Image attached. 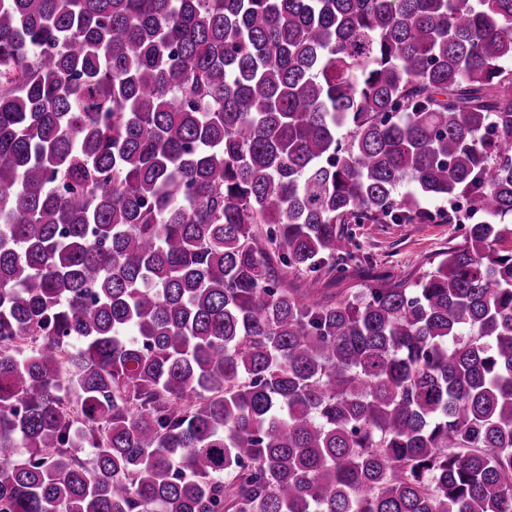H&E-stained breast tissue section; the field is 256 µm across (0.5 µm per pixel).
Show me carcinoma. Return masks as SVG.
<instances>
[{
    "label": "carcinoma",
    "mask_w": 512,
    "mask_h": 512,
    "mask_svg": "<svg viewBox=\"0 0 512 512\" xmlns=\"http://www.w3.org/2000/svg\"><path fill=\"white\" fill-rule=\"evenodd\" d=\"M509 62L512 0H0V512H512ZM341 224L355 235L352 256L336 262L343 269L323 273L313 287L299 276L288 277V287L314 288L318 299L338 300L364 288L411 283L433 267L448 249L463 243L464 224Z\"/></svg>",
    "instance_id": "obj_1"
}]
</instances>
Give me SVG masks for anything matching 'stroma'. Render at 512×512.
Instances as JSON below:
<instances>
[{"mask_svg": "<svg viewBox=\"0 0 512 512\" xmlns=\"http://www.w3.org/2000/svg\"><path fill=\"white\" fill-rule=\"evenodd\" d=\"M355 245L337 271L314 285L319 299L337 300L364 288L390 287L417 280L448 249L463 242L461 224H355Z\"/></svg>", "mask_w": 512, "mask_h": 512, "instance_id": "35a3bbf8", "label": "stroma"}]
</instances>
